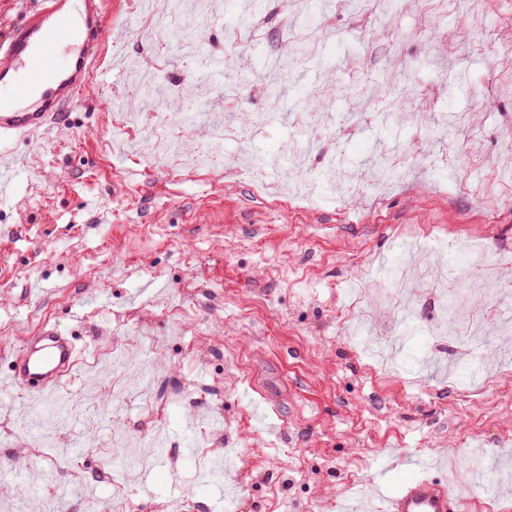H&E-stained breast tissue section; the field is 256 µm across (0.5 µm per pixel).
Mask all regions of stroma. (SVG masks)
Segmentation results:
<instances>
[{"label": "stroma", "mask_w": 512, "mask_h": 512, "mask_svg": "<svg viewBox=\"0 0 512 512\" xmlns=\"http://www.w3.org/2000/svg\"><path fill=\"white\" fill-rule=\"evenodd\" d=\"M182 23L109 0L118 63L61 124L14 143L23 162L18 193L0 201V376L30 333L75 337L73 373L49 397L0 391V512H225V485L203 482L196 445L220 423L236 453L225 474L241 484L240 512H344L367 493L378 512L412 479L445 484L460 512H512V482L488 486L512 467V375L474 389L467 367L512 362L498 332L512 297L457 307L475 311L468 355L434 342L431 290L414 279L416 313L380 302L382 276L411 264V229L433 236L427 268L458 280L484 273L449 238L483 237L489 265L512 275V0H484L479 21L439 17L421 0H384L373 13L351 0H276L240 22L248 0H193ZM200 41L175 45L180 24ZM232 54V85L191 82L201 58ZM408 75L409 108L388 106L387 78ZM183 87L180 121L165 103ZM340 84L332 96L325 90ZM141 99L139 125L123 103ZM319 98L329 113L309 175L341 158L354 184L373 158L397 150L407 163L377 210L319 189L312 205L257 198L250 158L277 159L291 121ZM460 113L469 122L428 129ZM228 117L224 156L199 169L213 115ZM178 145L179 169L154 158L157 134ZM396 348L399 372L383 375L348 337L354 320ZM174 390L165 409L145 406V383ZM176 451L167 472L140 467L135 484L112 485L122 448L152 447L153 426Z\"/></svg>", "instance_id": "35a3bbf8"}]
</instances>
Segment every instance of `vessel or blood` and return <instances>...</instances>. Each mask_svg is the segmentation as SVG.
<instances>
[{"label":"vessel or blood","mask_w":512,"mask_h":512,"mask_svg":"<svg viewBox=\"0 0 512 512\" xmlns=\"http://www.w3.org/2000/svg\"><path fill=\"white\" fill-rule=\"evenodd\" d=\"M105 0H40L27 19L0 39V199L14 195L17 165L8 150L18 138L58 123L64 108L90 86L111 50ZM72 337L44 329L12 355L9 386L31 397L53 392L76 363ZM386 512H459L449 488L412 480L386 500Z\"/></svg>","instance_id":"1"}]
</instances>
